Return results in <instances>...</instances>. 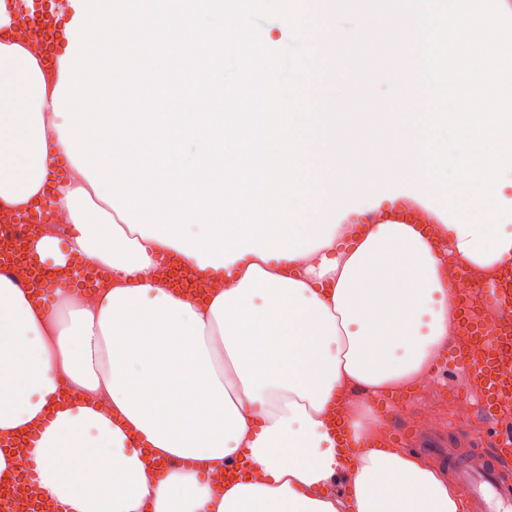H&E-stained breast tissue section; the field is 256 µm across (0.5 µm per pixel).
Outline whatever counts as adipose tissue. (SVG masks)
<instances>
[{"mask_svg": "<svg viewBox=\"0 0 512 512\" xmlns=\"http://www.w3.org/2000/svg\"><path fill=\"white\" fill-rule=\"evenodd\" d=\"M33 7L0 0V202L63 212L68 251L42 235L31 252L54 268L76 253L108 286L48 306L0 277V478L24 444L53 512H463L436 467L384 443L370 398L416 385L454 338L449 266L491 285L512 249L480 264L454 225L347 215L324 247L249 253L201 269L216 289L181 292L152 274L176 248L130 230L65 164L55 88L75 9L48 0L44 56L17 34ZM231 463L242 472L215 488Z\"/></svg>", "mask_w": 512, "mask_h": 512, "instance_id": "obj_1", "label": "adipose tissue"}]
</instances>
